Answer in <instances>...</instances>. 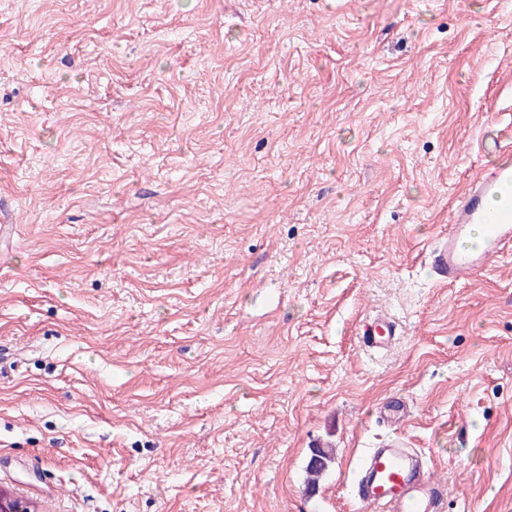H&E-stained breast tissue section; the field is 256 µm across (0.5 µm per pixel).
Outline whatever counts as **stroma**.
I'll return each mask as SVG.
<instances>
[{
	"label": "stroma",
	"instance_id": "35a3bbf8",
	"mask_svg": "<svg viewBox=\"0 0 512 512\" xmlns=\"http://www.w3.org/2000/svg\"><path fill=\"white\" fill-rule=\"evenodd\" d=\"M498 118L512 0H0V492L359 512L399 435L447 512H512V256L424 250ZM360 336L366 351L381 353L391 348L401 333L397 321L392 316L375 313L362 325ZM333 459V448H314L307 465L309 475L308 484L316 487V483L327 471L329 464Z\"/></svg>",
	"mask_w": 512,
	"mask_h": 512
}]
</instances>
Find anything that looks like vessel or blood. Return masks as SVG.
I'll list each match as a JSON object with an SVG mask.
<instances>
[{
  "label": "vessel or blood",
  "mask_w": 512,
  "mask_h": 512,
  "mask_svg": "<svg viewBox=\"0 0 512 512\" xmlns=\"http://www.w3.org/2000/svg\"><path fill=\"white\" fill-rule=\"evenodd\" d=\"M496 163L471 177L454 202L448 233L429 250L438 281L469 280L512 253V122L495 123L489 137ZM400 330L389 315L369 316L360 330L366 351L381 353ZM361 512H446L447 488L434 481L415 449L398 439L370 449L352 484Z\"/></svg>",
  "instance_id": "vessel-or-blood-1"
}]
</instances>
